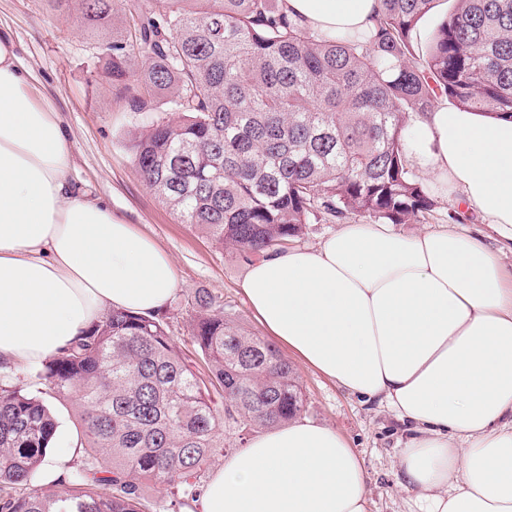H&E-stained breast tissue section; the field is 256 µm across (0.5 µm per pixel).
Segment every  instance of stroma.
Returning a JSON list of instances; mask_svg holds the SVG:
<instances>
[{
    "label": "stroma",
    "mask_w": 512,
    "mask_h": 512,
    "mask_svg": "<svg viewBox=\"0 0 512 512\" xmlns=\"http://www.w3.org/2000/svg\"><path fill=\"white\" fill-rule=\"evenodd\" d=\"M0 29L9 31L22 66L33 77L37 98L48 104L65 129L71 151L69 178L79 191L102 198L135 230L153 238L171 257L179 285L167 308L176 341L187 339L191 313L187 301L198 290L221 296L225 313L254 334L262 329L240 284L249 257L220 248L198 228L181 223L135 171L125 146L130 131L156 120L153 112H130L103 73V45L89 39L77 11L57 10L52 0H0ZM456 192L435 194V206L418 221L398 225V232L447 227L448 215L459 212L457 229L482 237L500 252L512 272V246L475 212L460 209ZM297 373L306 399L304 417L337 430L364 459L372 512H414L416 505L401 490L396 465L405 431L385 404L349 394L336 383L283 351Z\"/></svg>",
    "instance_id": "35a3bbf8"
}]
</instances>
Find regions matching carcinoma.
Listing matches in <instances>:
<instances>
[{"mask_svg": "<svg viewBox=\"0 0 512 512\" xmlns=\"http://www.w3.org/2000/svg\"><path fill=\"white\" fill-rule=\"evenodd\" d=\"M116 0H78L97 36ZM106 45L105 70L130 112L177 117L131 134L132 161L185 224L262 257L311 223L409 224L434 199L403 148L410 122L445 97L512 119V0H454L417 54L435 0H378L365 34L323 36L283 0H152ZM192 352L168 316L114 309L22 383L0 371V512H183L212 457L304 410L274 345L199 291ZM77 405V460L34 488L59 422ZM150 484L166 493L151 499Z\"/></svg>", "mask_w": 512, "mask_h": 512, "instance_id": "obj_1", "label": "carcinoma"}]
</instances>
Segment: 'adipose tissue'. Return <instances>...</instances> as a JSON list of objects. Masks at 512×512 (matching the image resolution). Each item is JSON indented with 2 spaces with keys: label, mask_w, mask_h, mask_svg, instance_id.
<instances>
[{
  "label": "adipose tissue",
  "mask_w": 512,
  "mask_h": 512,
  "mask_svg": "<svg viewBox=\"0 0 512 512\" xmlns=\"http://www.w3.org/2000/svg\"><path fill=\"white\" fill-rule=\"evenodd\" d=\"M324 35L371 29L377 0H285ZM404 148L512 243V120L439 105ZM58 115L35 101L0 32V361L30 366L111 309L148 315L178 286L156 242L68 179ZM264 330L348 392L404 422L403 492L420 512H512V278L482 238L347 223L318 247L251 263ZM363 459L309 419L263 430L224 461L198 512H369Z\"/></svg>",
  "instance_id": "1"
}]
</instances>
